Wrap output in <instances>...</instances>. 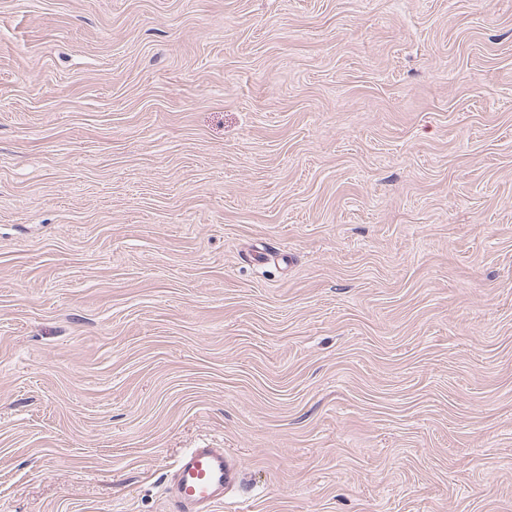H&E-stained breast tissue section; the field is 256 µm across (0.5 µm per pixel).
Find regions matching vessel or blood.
I'll return each mask as SVG.
<instances>
[{
	"label": "vessel or blood",
	"instance_id": "vessel-or-blood-1",
	"mask_svg": "<svg viewBox=\"0 0 512 512\" xmlns=\"http://www.w3.org/2000/svg\"><path fill=\"white\" fill-rule=\"evenodd\" d=\"M238 471L221 448H192L178 460L170 487V512H214Z\"/></svg>",
	"mask_w": 512,
	"mask_h": 512
}]
</instances>
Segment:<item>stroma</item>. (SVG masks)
Returning a JSON list of instances; mask_svg holds the SVG:
<instances>
[{
  "instance_id": "obj_1",
  "label": "stroma",
  "mask_w": 512,
  "mask_h": 512,
  "mask_svg": "<svg viewBox=\"0 0 512 512\" xmlns=\"http://www.w3.org/2000/svg\"><path fill=\"white\" fill-rule=\"evenodd\" d=\"M512 512V0H0V512ZM238 471L222 448H190L177 461L170 487V512H214Z\"/></svg>"
}]
</instances>
